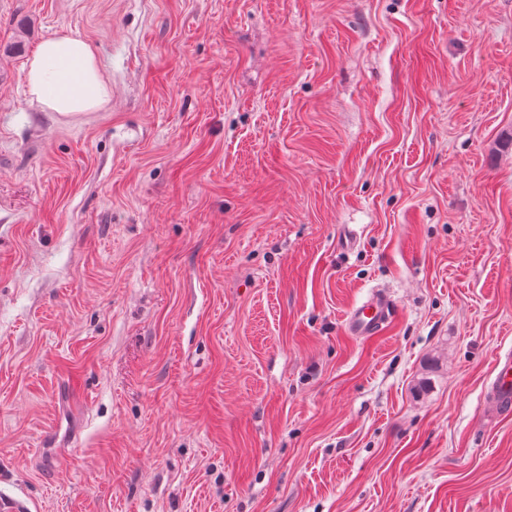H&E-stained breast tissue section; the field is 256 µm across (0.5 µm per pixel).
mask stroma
I'll return each instance as SVG.
<instances>
[{
    "instance_id": "stroma-1",
    "label": "stroma",
    "mask_w": 512,
    "mask_h": 512,
    "mask_svg": "<svg viewBox=\"0 0 512 512\" xmlns=\"http://www.w3.org/2000/svg\"><path fill=\"white\" fill-rule=\"evenodd\" d=\"M61 33L105 109L31 103ZM507 351L512 0H0V494L512 512ZM395 312L392 298L382 291H373L361 303L353 306L345 317L346 332L355 337L378 335ZM494 378L487 391L485 405L495 415L512 414V356L496 360Z\"/></svg>"
}]
</instances>
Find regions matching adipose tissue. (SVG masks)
<instances>
[{
    "mask_svg": "<svg viewBox=\"0 0 512 512\" xmlns=\"http://www.w3.org/2000/svg\"><path fill=\"white\" fill-rule=\"evenodd\" d=\"M25 81L32 100L49 112H92L107 106L112 96L95 50L72 33L38 45L27 63Z\"/></svg>",
    "mask_w": 512,
    "mask_h": 512,
    "instance_id": "obj_1",
    "label": "adipose tissue"
}]
</instances>
